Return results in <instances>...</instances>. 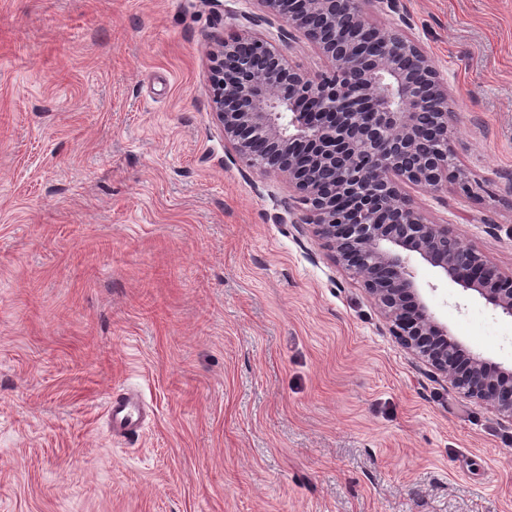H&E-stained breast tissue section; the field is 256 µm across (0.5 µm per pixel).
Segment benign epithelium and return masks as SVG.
<instances>
[{
  "mask_svg": "<svg viewBox=\"0 0 512 512\" xmlns=\"http://www.w3.org/2000/svg\"><path fill=\"white\" fill-rule=\"evenodd\" d=\"M255 2L259 13L249 24L283 23L324 68L291 67L254 31L216 39L209 83L225 147L246 166L288 181L305 206L303 222L362 283L405 348L512 421V368L492 371L466 352L431 311L409 266L417 255L512 319V279L503 281L448 225L430 223L403 191L452 181L474 193L449 143L420 135L425 86L448 122V87L433 60L402 32H381L362 0Z\"/></svg>",
  "mask_w": 512,
  "mask_h": 512,
  "instance_id": "benign-epithelium-1",
  "label": "benign epithelium"
}]
</instances>
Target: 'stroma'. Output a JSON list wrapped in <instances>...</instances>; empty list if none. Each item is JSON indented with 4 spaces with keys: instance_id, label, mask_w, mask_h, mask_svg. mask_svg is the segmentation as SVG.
Masks as SVG:
<instances>
[{
    "instance_id": "35a3bbf8",
    "label": "stroma",
    "mask_w": 512,
    "mask_h": 512,
    "mask_svg": "<svg viewBox=\"0 0 512 512\" xmlns=\"http://www.w3.org/2000/svg\"><path fill=\"white\" fill-rule=\"evenodd\" d=\"M363 9L435 62L481 186L406 194L511 276L512 0ZM256 10L0 0V512H512V420L405 349L287 182L225 148L208 50ZM412 266L512 366V320ZM129 388L124 440L105 405ZM108 420L113 433L132 436L141 428L144 418L137 401L114 396L108 403Z\"/></svg>"
}]
</instances>
